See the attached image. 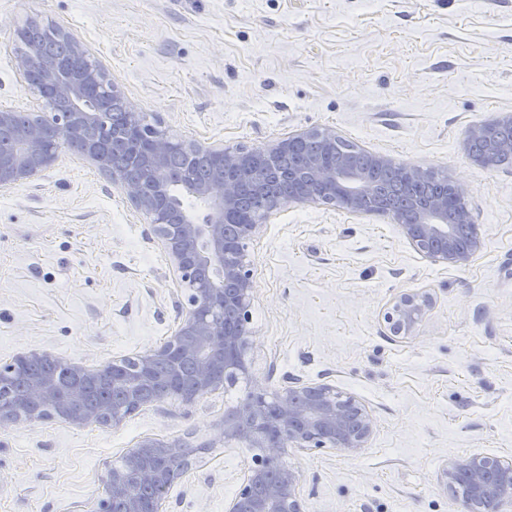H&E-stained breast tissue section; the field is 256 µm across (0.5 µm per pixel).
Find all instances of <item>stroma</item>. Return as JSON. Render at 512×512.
I'll return each mask as SVG.
<instances>
[{"instance_id":"35a3bbf8","label":"stroma","mask_w":512,"mask_h":512,"mask_svg":"<svg viewBox=\"0 0 512 512\" xmlns=\"http://www.w3.org/2000/svg\"><path fill=\"white\" fill-rule=\"evenodd\" d=\"M80 38L139 111L175 139L255 148L330 127L367 152L461 181L483 248L464 267L417 253L388 215L290 203L249 245L254 381L328 382L376 426L349 457L288 450L305 512H457L448 460L512 458V168L465 148L512 113V0H0V106L29 113L17 31ZM170 262L145 216L78 152L0 194V362L39 350L89 367L176 327ZM427 291L416 334L381 319ZM244 384L164 400L109 428L49 419L0 428V512H91L109 465L145 437L208 440ZM248 451L212 448L167 512H224Z\"/></svg>"}]
</instances>
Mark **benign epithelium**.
Listing matches in <instances>:
<instances>
[{"mask_svg": "<svg viewBox=\"0 0 512 512\" xmlns=\"http://www.w3.org/2000/svg\"><path fill=\"white\" fill-rule=\"evenodd\" d=\"M33 23L51 27L67 39L71 57L50 61L36 45L16 55L18 75L38 92L40 111L51 116L15 131L12 155L0 156L1 193L51 170L63 140L77 143V152L94 164L107 150L98 133L105 116L100 88L109 82L106 71L100 65L83 66L87 49L74 34L52 21ZM125 105L131 146L145 177L131 178L115 168L105 175L152 224L177 284L179 321L161 345L97 369L36 350L0 363L1 384L32 362H62L75 378L63 388L52 374L44 373L29 380L23 399L1 396L0 426L59 419L76 426L111 427L151 403L174 398L193 405L206 394L244 380L245 395L224 411L208 441L146 437L110 465L104 496L91 512H165L168 491L186 473L198 449L218 443L251 451L225 512H302L301 474L282 465L283 455L291 448L333 449L356 456L366 447L375 420L354 397L331 384L286 380L271 390L253 380L248 352L256 337L247 324L257 285L248 245L262 231V217L285 201L271 196L263 216L247 217L242 200L250 188L263 190L266 169L295 143L316 138L331 144L338 139L336 130L311 128L251 150L203 147L175 140L157 128L145 141L140 136L144 113L129 100ZM506 125L512 126L511 112L471 127L467 141L489 137L496 127ZM177 151L206 152L213 163L212 175L196 180L187 170L172 169L168 160ZM288 181L296 187L288 202L324 204L351 214L363 213L357 200L375 191L368 173L344 159L330 163L313 159L299 172L289 173ZM448 183L458 223H448L446 196L414 201L411 221L394 211L388 215L422 256L463 267L481 251L483 239L472 223L465 185L451 177ZM432 305L427 291L405 292L386 305L382 319L393 336L409 338ZM160 363L168 365L163 376L156 372ZM462 479L467 486L455 497L459 512H512L511 460L482 454L447 461L440 483L454 488Z\"/></svg>", "mask_w": 512, "mask_h": 512, "instance_id": "obj_1", "label": "benign epithelium"}]
</instances>
